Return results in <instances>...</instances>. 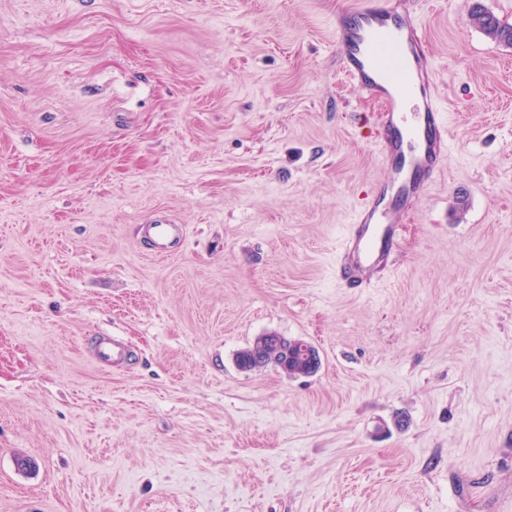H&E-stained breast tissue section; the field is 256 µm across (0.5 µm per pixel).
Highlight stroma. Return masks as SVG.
I'll return each instance as SVG.
<instances>
[{"mask_svg":"<svg viewBox=\"0 0 512 512\" xmlns=\"http://www.w3.org/2000/svg\"><path fill=\"white\" fill-rule=\"evenodd\" d=\"M474 1L409 0L450 146L356 289L354 0H0V512H512V49ZM266 333L318 371H240ZM471 26L489 39L504 47L512 48V25L502 23L492 12L476 3L469 15ZM184 235V228L181 224H146L144 226V237L147 238L153 247V254L158 257L168 254L169 244Z\"/></svg>","mask_w":512,"mask_h":512,"instance_id":"obj_1","label":"stroma"}]
</instances>
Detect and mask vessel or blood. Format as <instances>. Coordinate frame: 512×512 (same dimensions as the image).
I'll return each instance as SVG.
<instances>
[{
    "label": "vessel or blood",
    "mask_w": 512,
    "mask_h": 512,
    "mask_svg": "<svg viewBox=\"0 0 512 512\" xmlns=\"http://www.w3.org/2000/svg\"><path fill=\"white\" fill-rule=\"evenodd\" d=\"M420 27L401 0H356L349 21L336 24L343 72L382 103L387 129L381 158L389 174L356 214L338 265L341 280L353 287L369 284L378 272H395L399 214L420 201L427 177L448 151L447 118L432 85ZM183 235L179 224L144 227L158 257Z\"/></svg>",
    "instance_id": "vessel-or-blood-1"
}]
</instances>
